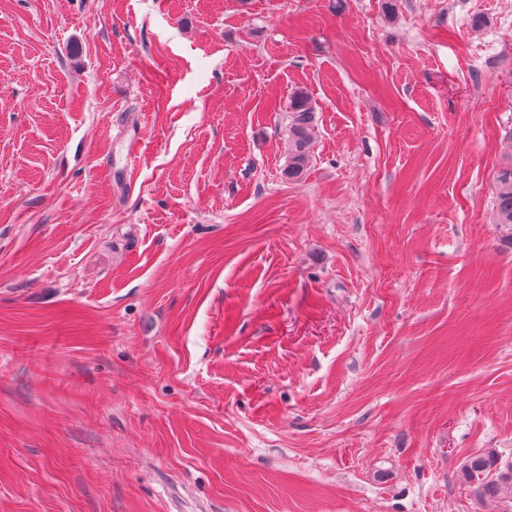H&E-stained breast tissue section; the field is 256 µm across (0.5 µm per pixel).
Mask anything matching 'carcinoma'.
I'll list each match as a JSON object with an SVG mask.
<instances>
[{"label": "carcinoma", "instance_id": "obj_1", "mask_svg": "<svg viewBox=\"0 0 512 512\" xmlns=\"http://www.w3.org/2000/svg\"><path fill=\"white\" fill-rule=\"evenodd\" d=\"M314 108L308 93L302 89L293 92L290 101L288 141L290 149L282 174L290 181H298L310 163V144L314 132ZM495 207L497 223L512 237V167L502 170L496 179ZM461 475L479 500L512 495V464L495 466L492 458L484 455L466 460Z\"/></svg>", "mask_w": 512, "mask_h": 512}]
</instances>
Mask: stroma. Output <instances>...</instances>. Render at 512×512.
I'll return each mask as SVG.
<instances>
[{"label":"stroma","instance_id":"35a3bbf8","mask_svg":"<svg viewBox=\"0 0 512 512\" xmlns=\"http://www.w3.org/2000/svg\"><path fill=\"white\" fill-rule=\"evenodd\" d=\"M385 1L0 0V512H512V0ZM288 141L290 149L282 174L290 181H298L310 163V144L314 132V108L308 93L302 89L293 92L290 101ZM495 207L497 224L512 239V167L503 169L496 179ZM494 466L493 459L484 455L470 457L462 466L461 475L479 500L512 495V464Z\"/></svg>","mask_w":512,"mask_h":512}]
</instances>
